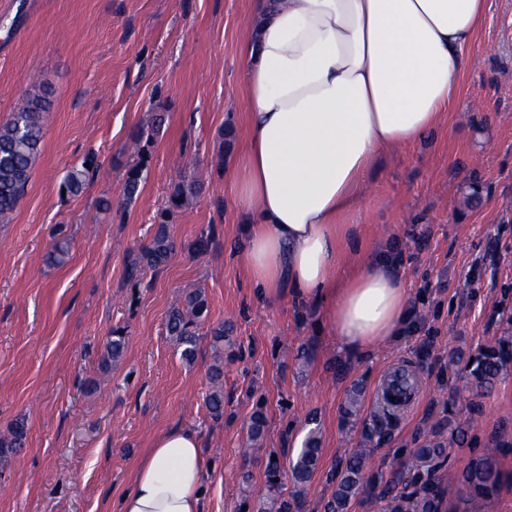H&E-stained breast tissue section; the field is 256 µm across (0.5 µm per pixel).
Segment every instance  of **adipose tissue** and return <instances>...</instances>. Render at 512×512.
Wrapping results in <instances>:
<instances>
[{
  "label": "adipose tissue",
  "mask_w": 512,
  "mask_h": 512,
  "mask_svg": "<svg viewBox=\"0 0 512 512\" xmlns=\"http://www.w3.org/2000/svg\"><path fill=\"white\" fill-rule=\"evenodd\" d=\"M488 0H254L241 43L246 136L230 171L260 294L324 308L346 352L397 336L409 293L389 258L337 276L371 171L446 117ZM197 431L173 426L140 458L117 512H202Z\"/></svg>",
  "instance_id": "obj_1"
}]
</instances>
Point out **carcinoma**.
Segmentation results:
<instances>
[{"mask_svg": "<svg viewBox=\"0 0 512 512\" xmlns=\"http://www.w3.org/2000/svg\"><path fill=\"white\" fill-rule=\"evenodd\" d=\"M50 100L48 90L33 94L23 100L13 118L0 127V223L10 222L12 213L22 195L29 177L33 159L44 136L43 113L48 111ZM90 169H73L63 181V188L77 194L82 191L89 177ZM141 169L132 166L126 171L124 180L125 199L132 200L139 192ZM202 191V184L195 181L179 182L170 195L171 207L179 209ZM54 243L48 260L54 265H63L69 260V248L65 229L58 226L52 234ZM173 252V242L166 230H159L152 241L143 247L127 265L125 274L130 280H140L148 271H157L167 264ZM207 313V300L200 291L186 295L184 305L172 309L166 318V329L181 349V358L187 363L194 362L199 342V326ZM212 346L215 350V364L211 370V391L207 405L213 418L224 415V325L211 331ZM125 348V338L119 331L107 341L102 358L103 365L121 357ZM512 360V343L501 341L496 347L481 350L471 361V373L476 381V396L491 391L503 367ZM25 424L17 422L7 433L0 435V454L19 452L25 442ZM443 452L441 443L425 441L411 451L408 467H423L438 458ZM321 448L315 431H310L304 440L296 460L280 464L279 460L267 465V496L255 505V512H298L299 502L290 503L281 498L280 470H288L296 484L306 483L318 466ZM366 449L361 448L349 459L345 471L336 485L324 512H344L349 500L360 491ZM500 473L492 456L487 455L471 462L463 476V487L455 491V496L489 495L499 483ZM441 490L428 485L409 496H393L387 499L388 512H439Z\"/></svg>", "mask_w": 512, "mask_h": 512, "instance_id": "1", "label": "carcinoma"}]
</instances>
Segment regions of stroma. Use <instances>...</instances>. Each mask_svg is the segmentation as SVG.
I'll use <instances>...</instances> for the list:
<instances>
[{
  "label": "stroma",
  "instance_id": "obj_1",
  "mask_svg": "<svg viewBox=\"0 0 512 512\" xmlns=\"http://www.w3.org/2000/svg\"><path fill=\"white\" fill-rule=\"evenodd\" d=\"M490 9L464 56L453 112L423 141L375 166L356 239L341 242L350 270L396 258L417 331L364 358L338 349L319 307L290 294L260 298L239 262L244 245L224 185L233 160L222 132L245 136L240 45L252 0H0V125L23 98L51 89L44 138L9 223H0V434L24 421L16 455L0 457V512H115L152 439L189 425L209 464L204 512H241L266 496L270 454L295 457L309 431L322 453L311 479L280 485L303 512H324L356 449L368 483L347 512H385L382 490L410 494L427 481L458 489L468 464L497 451L502 481L470 512H512V368L490 395L473 394L470 356L512 336V0ZM165 124L142 153L130 146L156 114ZM94 158L77 195L66 173ZM143 188L123 198L125 172ZM201 194L168 211L179 181ZM109 200L101 210L100 200ZM71 236L69 261L48 266L51 230ZM166 225L174 251L141 280L127 263ZM214 228L209 250L194 252ZM202 290L206 332L193 364L166 330L186 292ZM225 325L224 416L206 404L214 362L210 329ZM122 358L106 366L112 330ZM412 369L422 391L397 417L374 396L388 371ZM263 436L250 441L255 408ZM473 420L464 436L449 421ZM445 454L408 470L412 448Z\"/></svg>",
  "mask_w": 512,
  "mask_h": 512
}]
</instances>
